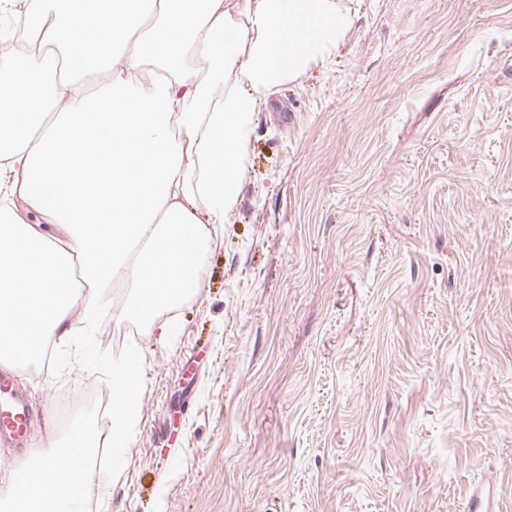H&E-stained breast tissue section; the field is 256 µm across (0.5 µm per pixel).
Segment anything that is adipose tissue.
I'll list each match as a JSON object with an SVG mask.
<instances>
[{
  "mask_svg": "<svg viewBox=\"0 0 512 512\" xmlns=\"http://www.w3.org/2000/svg\"><path fill=\"white\" fill-rule=\"evenodd\" d=\"M351 23L341 0H113L85 22L73 0H45L38 52L0 47V361L41 362L49 337L81 346L115 315V281L142 322L197 286L209 227L239 203L255 115L282 82L325 61ZM85 26L106 81L55 75L49 50ZM64 225L59 243L17 207ZM84 213L74 224L70 215ZM83 314L72 319L75 298ZM155 322V321H154ZM112 395L110 445L124 454L140 421L141 357L94 356ZM85 428L17 461L0 512H79Z\"/></svg>",
  "mask_w": 512,
  "mask_h": 512,
  "instance_id": "1",
  "label": "adipose tissue"
}]
</instances>
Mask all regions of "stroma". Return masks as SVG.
<instances>
[{
  "label": "stroma",
  "mask_w": 512,
  "mask_h": 512,
  "mask_svg": "<svg viewBox=\"0 0 512 512\" xmlns=\"http://www.w3.org/2000/svg\"><path fill=\"white\" fill-rule=\"evenodd\" d=\"M330 57L255 115L198 286L135 342L140 426L88 512H512V0H342ZM175 325L158 335L157 323ZM14 461L98 429L100 367L17 368ZM497 491L493 484L470 486L467 496L468 512H498Z\"/></svg>",
  "instance_id": "35a3bbf8"
}]
</instances>
